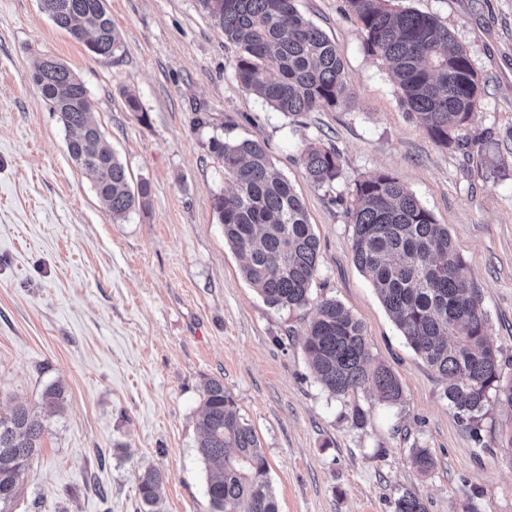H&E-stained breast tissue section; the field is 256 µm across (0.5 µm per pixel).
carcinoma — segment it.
<instances>
[{"label": "carcinoma", "instance_id": "carcinoma-1", "mask_svg": "<svg viewBox=\"0 0 512 512\" xmlns=\"http://www.w3.org/2000/svg\"><path fill=\"white\" fill-rule=\"evenodd\" d=\"M106 0H39L56 27L100 61L120 48ZM224 39L237 49L235 78L247 92L288 116L334 110L349 100L350 78L336 44L300 15L294 0H202ZM362 26L366 50L392 74L400 101L439 146L467 151L480 141L468 123L476 110L480 82L467 51L436 18L396 9L390 0H346ZM33 81L49 110L72 133L67 150L95 182L112 220L127 218L146 204L148 184L131 191L125 166L102 143L88 90L58 63L52 73L37 65ZM209 150L224 167L232 190L213 198L224 239L245 258L242 273L264 301L299 309L310 302L319 243L305 205L287 178L274 171L262 144L213 136ZM302 173L317 186L341 175V156L320 141L302 151ZM346 212L353 224V258L370 280L402 335L424 361L448 378V405L477 426L489 399L512 409V379L505 380L499 352L487 338L488 320L479 289L464 274L465 263L445 224L389 173L355 183ZM304 349L318 381L341 397L371 389L391 404L403 390L393 371L371 355L363 324L333 299L317 304ZM62 387H45L35 403L0 411V512L20 498L38 459L46 418L65 409ZM197 452L208 468L212 512H278L268 480V461L252 427L236 408L224 383L205 384ZM163 476L139 479L147 512H160ZM396 512H426L405 492Z\"/></svg>", "mask_w": 512, "mask_h": 512}]
</instances>
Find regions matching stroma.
Masks as SVG:
<instances>
[{"instance_id": "stroma-1", "label": "stroma", "mask_w": 512, "mask_h": 512, "mask_svg": "<svg viewBox=\"0 0 512 512\" xmlns=\"http://www.w3.org/2000/svg\"><path fill=\"white\" fill-rule=\"evenodd\" d=\"M433 15L467 50L481 83L470 154L438 146L401 106L364 47L345 0H295L335 42L345 106L285 116L246 92L235 47L201 0H106L121 47L101 62L56 27L39 0H0V409L65 389L12 512H144L140 476L163 473L161 512H212L195 421L205 383L223 382L269 465L278 512H395L413 492L427 512H512V411L489 404L480 432L449 406L448 381L407 344L353 260L337 204L358 180L393 174L447 225L480 290L488 338L512 376V0H395ZM89 92L107 144L147 204L116 223L69 156L68 133L32 80L44 56ZM142 109L129 111L126 92ZM254 140L303 200L319 240L311 303L266 304L242 276L212 208L227 191L214 134ZM341 155L318 187L305 143ZM333 299L363 325L372 355L399 378L389 404L368 390L331 395L303 351L315 305ZM363 422H355L354 409ZM428 449L429 473L413 464Z\"/></svg>"}]
</instances>
